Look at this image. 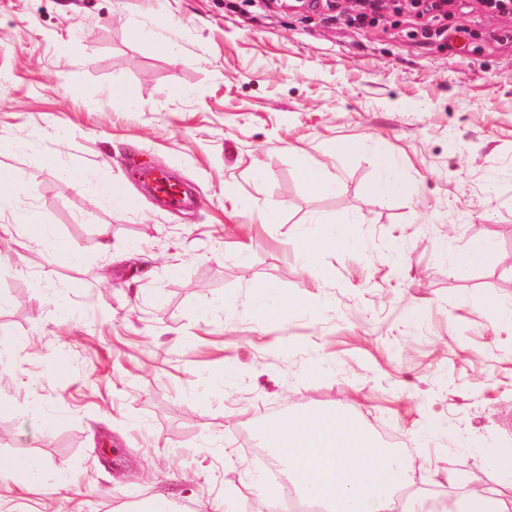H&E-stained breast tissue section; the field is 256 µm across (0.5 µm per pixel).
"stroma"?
I'll list each match as a JSON object with an SVG mask.
<instances>
[{"label": "stroma", "mask_w": 512, "mask_h": 512, "mask_svg": "<svg viewBox=\"0 0 512 512\" xmlns=\"http://www.w3.org/2000/svg\"><path fill=\"white\" fill-rule=\"evenodd\" d=\"M331 14L310 0H0V169L24 174L0 225L36 210L80 257L0 232V335L24 340L0 372V458L30 453L59 478L43 495L0 489V512L157 497L259 512L261 424L307 409L349 410L457 477L416 472V494L512 497L495 466L512 444V325L483 306L512 309V17L457 0L443 36L424 38L411 13L359 28ZM133 21L174 54L132 39ZM121 93L133 108L111 107ZM339 137L348 158L327 150ZM377 143L409 193L365 195ZM303 161L339 190L312 195ZM141 163L192 202H156ZM319 219L357 234L316 259L325 280L294 242ZM485 238L499 263L457 276L448 254ZM277 295L305 305L266 321Z\"/></svg>", "instance_id": "35a3bbf8"}]
</instances>
